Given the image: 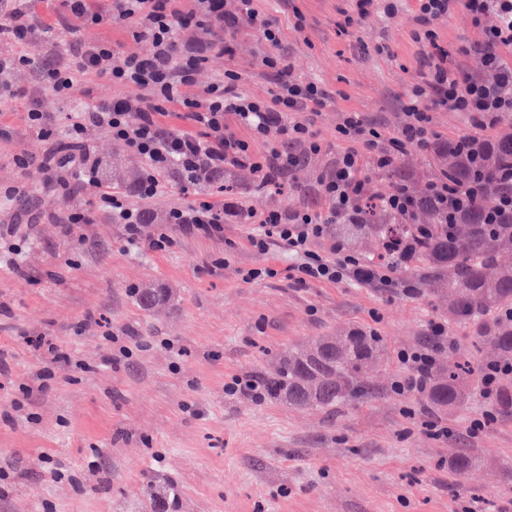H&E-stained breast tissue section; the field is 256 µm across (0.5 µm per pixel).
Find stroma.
I'll return each instance as SVG.
<instances>
[{
    "label": "stroma",
    "mask_w": 512,
    "mask_h": 512,
    "mask_svg": "<svg viewBox=\"0 0 512 512\" xmlns=\"http://www.w3.org/2000/svg\"><path fill=\"white\" fill-rule=\"evenodd\" d=\"M32 12L50 25L59 46L72 38L101 39L128 54L149 44L121 25L57 28L61 0H30ZM261 18L275 23L293 74L322 82L333 99L310 115L323 149L280 184L258 189L255 175L236 169L223 188L183 189L168 183L148 204L153 223L143 244L128 248L122 225L100 210L91 189L68 197L44 188L36 167L45 147L28 122L30 107L48 128L62 133L71 112L102 100L137 96L134 87L95 76L64 99L41 81L39 65L11 71L24 97L0 99V512H147L145 488L156 479L177 494L168 512H512V414L488 403L479 370L491 352L476 341L471 323L449 320L429 270L418 290H377L350 281L297 287L288 278L292 257L281 247L261 255L248 246L252 224L229 219L223 237L173 233L163 252L147 241L163 228L165 213L206 196L223 194L243 210L304 206V187L347 147L336 136L346 110L383 122L396 133L403 121L400 99L423 82L422 46L412 42L414 0H399L394 17L382 7L347 19L351 0H253ZM305 28H294L296 14ZM452 68H475L457 54L477 32L457 10L437 28ZM230 56L214 55L197 76L198 86L240 75L238 89L269 96L273 84L261 59L269 45L248 21L226 30ZM379 44L386 53H376ZM86 140L100 162L103 182L128 188L145 167L140 156L100 129ZM446 161L430 151L408 150L397 172L363 165L367 201L377 203L405 174L422 193ZM13 199H6L8 190ZM88 221L70 224V211ZM271 266L275 278L243 282V268ZM165 291L167 298L143 310L135 293ZM448 325L438 362H468L473 392L459 407L431 410L419 393H396L402 373L399 350L417 346L430 321ZM376 331L383 366L367 376L366 396L332 413L229 393L237 374L264 375L279 358L319 336ZM34 387L25 396V387ZM485 418L472 438L471 421ZM447 427L433 435L427 421ZM477 466L461 475L458 455ZM61 468L54 477L53 468Z\"/></svg>",
    "instance_id": "1"
}]
</instances>
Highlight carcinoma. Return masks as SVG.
Instances as JSON below:
<instances>
[{"mask_svg":"<svg viewBox=\"0 0 512 512\" xmlns=\"http://www.w3.org/2000/svg\"><path fill=\"white\" fill-rule=\"evenodd\" d=\"M496 154L485 157L490 167L512 159V134L497 140ZM448 178L464 184L472 175L453 146H448ZM498 194L493 186L457 224L439 223V214L429 199L419 212L429 218L428 236L418 240L413 253L399 258L394 270L415 275V262H423L433 273L448 271L438 286L448 289L450 313L455 321H478L512 306V266L501 256L512 252V222L487 225L481 215ZM342 231L362 233L379 243L396 244L417 236L413 224H388L384 216L369 209L361 224H344ZM167 295L155 288L137 291L138 304L149 310ZM478 339L500 356H512V326L494 322L483 325ZM384 362L383 343L364 334L341 338L320 337L280 358L275 371L263 379L265 396L291 406L326 411L361 395L368 371ZM467 371L461 364L437 370L427 382V398L438 408L463 404L471 395Z\"/></svg>","mask_w":512,"mask_h":512,"instance_id":"obj_1","label":"carcinoma"}]
</instances>
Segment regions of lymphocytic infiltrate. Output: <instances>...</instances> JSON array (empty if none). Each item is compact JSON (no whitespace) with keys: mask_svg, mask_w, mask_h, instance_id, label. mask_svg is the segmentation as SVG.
Returning a JSON list of instances; mask_svg holds the SVG:
<instances>
[{"mask_svg":"<svg viewBox=\"0 0 512 512\" xmlns=\"http://www.w3.org/2000/svg\"><path fill=\"white\" fill-rule=\"evenodd\" d=\"M61 2L64 11L58 22L62 26L75 21L88 26L126 21L134 25L135 37L150 45L146 54L124 55L102 40H78L67 55L52 57L43 73L44 81L62 97L74 93L84 74L143 91L139 97H116L78 108L64 142L50 149L39 164L46 188L67 194L76 181L94 188L99 208L113 223L124 226L127 243H138L147 214L130 205L125 191L100 180L99 161L84 138L87 128L106 130L144 158L146 166L135 183L136 193L144 200L159 194L164 178L194 187L219 182L225 171L236 168L249 169L261 186L274 185L308 157L320 153L322 145L309 121L293 120L292 115L318 112L333 94L322 84L295 79L283 54L276 51L262 59L274 84L270 97L239 93V75L233 70L225 71L218 82L197 89L195 75L209 57L234 52L224 30L237 19L225 13L224 0H109L102 6L94 0ZM416 2L411 39L424 48L422 63L428 69V79L415 85L402 101L403 121L397 134H387L381 124L358 113H344L336 135L353 142L354 147L340 154L318 183L316 192L327 202V214L308 206L247 213L257 222L248 238L250 248L264 254L272 245H284L295 258L289 277L298 286L353 281L375 288L392 287L391 278L381 268H366L346 252L342 242L331 243L326 253L317 248L327 239L331 225L361 223L366 208L363 159H370L377 170L390 171L397 168L408 149L445 152V143L431 128L434 109L472 114L477 131L495 129L504 115L512 114V65L503 57L504 50L512 48V0ZM460 8L468 11L479 31L478 39L461 49L463 55L476 58L478 69L474 72L449 68L448 50L438 42L437 23ZM38 27V19L22 0H0V42L18 48L15 54L0 56V97H17V90L3 75L31 64L29 50ZM189 27L198 30V38L181 41L178 30ZM240 126L246 128V135L237 134ZM273 134L280 137L278 145L257 152L256 143L268 141ZM454 145L472 163L475 173L464 185L444 176L429 183L427 196L442 223H457L492 183L501 192L495 205L484 212L483 223L512 221V167L484 175V147L475 134L457 137ZM226 210V204L203 198L189 208L170 209L166 221L184 234L220 237ZM447 341V326L433 321L425 341L399 351L397 359L406 374L394 383V391H421Z\"/></svg>","mask_w":512,"mask_h":512,"instance_id":"obj_1","label":"lymphocytic infiltrate"}]
</instances>
